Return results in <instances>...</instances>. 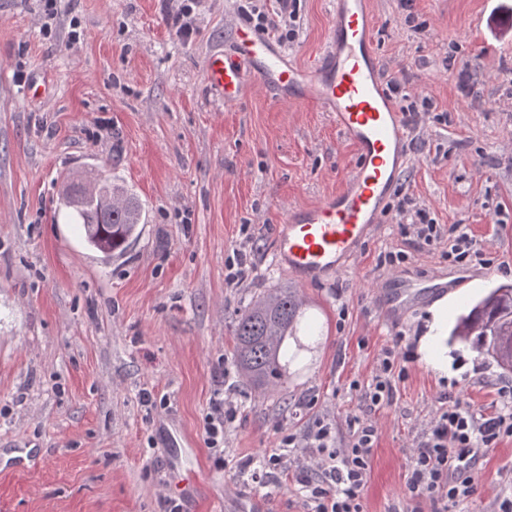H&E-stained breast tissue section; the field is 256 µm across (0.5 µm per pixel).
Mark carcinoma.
Segmentation results:
<instances>
[{
	"instance_id": "obj_1",
	"label": "carcinoma",
	"mask_w": 512,
	"mask_h": 512,
	"mask_svg": "<svg viewBox=\"0 0 512 512\" xmlns=\"http://www.w3.org/2000/svg\"><path fill=\"white\" fill-rule=\"evenodd\" d=\"M112 194L121 199V205L112 209L91 198L80 208L59 201L83 227L86 242L107 258L124 253L144 223L141 205L116 178L112 180ZM302 306L296 289L278 287L266 289L238 311L233 325L236 368L254 396H264L284 384L282 348L288 337L298 342L299 332L313 336L311 322L298 320ZM448 342L469 343L511 373L512 284L498 286L460 314Z\"/></svg>"
}]
</instances>
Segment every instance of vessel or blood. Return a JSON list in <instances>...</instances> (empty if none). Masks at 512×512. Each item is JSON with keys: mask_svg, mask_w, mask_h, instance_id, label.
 I'll return each instance as SVG.
<instances>
[{"mask_svg": "<svg viewBox=\"0 0 512 512\" xmlns=\"http://www.w3.org/2000/svg\"><path fill=\"white\" fill-rule=\"evenodd\" d=\"M327 46L309 64L291 63L271 38L237 30L233 55L212 56L206 79L212 94L233 104L251 83L270 89L290 105L312 104L332 113L338 130L356 149L344 187L309 206L288 209L275 247V261L301 284L340 276L376 224L384 202L409 164L407 116L387 91L371 40L369 0H333ZM466 280L385 284L392 313L404 314L428 294H450Z\"/></svg>", "mask_w": 512, "mask_h": 512, "instance_id": "1", "label": "vessel or blood"}]
</instances>
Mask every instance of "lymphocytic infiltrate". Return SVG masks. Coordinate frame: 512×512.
Instances as JSON below:
<instances>
[{"mask_svg": "<svg viewBox=\"0 0 512 512\" xmlns=\"http://www.w3.org/2000/svg\"><path fill=\"white\" fill-rule=\"evenodd\" d=\"M403 341V336H395L385 349L364 394L370 406L390 404L400 384L407 381V364L413 356ZM499 396L503 408L494 416H483L457 402L437 410L411 457L402 500L390 512H418L416 502L421 498L432 502L434 512H450L472 497V473L484 449L512 437V385L501 387ZM375 437V427L362 423L341 446L331 427L320 424L300 435H283L280 453L271 455L268 462L281 466L288 459L287 449H305L309 461L300 465L298 474L307 492V512H363L362 492L370 475Z\"/></svg>", "mask_w": 512, "mask_h": 512, "instance_id": "obj_1", "label": "lymphocytic infiltrate"}]
</instances>
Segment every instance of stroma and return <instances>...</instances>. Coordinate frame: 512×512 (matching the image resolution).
I'll use <instances>...</instances> for the list:
<instances>
[{
  "mask_svg": "<svg viewBox=\"0 0 512 512\" xmlns=\"http://www.w3.org/2000/svg\"><path fill=\"white\" fill-rule=\"evenodd\" d=\"M241 0H0V512H303L302 449L274 474L238 466L316 422L347 441L374 425L364 512L405 488L413 449L444 398L498 411L511 382L470 346H445L447 376L420 361L393 401L365 409L384 349L415 343L433 300L402 316L380 293L390 278H469L449 319L512 282V0H371L387 88L421 114L411 163L386 215L339 280L300 285L275 262L282 214L339 189L354 148L330 113L257 88L213 97L205 65L249 26ZM332 0H296L280 46L305 65L328 43ZM189 25L180 37L177 24ZM471 75L460 83V73ZM115 176L146 215L137 240L108 259L58 205L62 173ZM456 226L415 240L398 206ZM405 262L390 265L388 254ZM247 274L227 283L230 265ZM296 287L317 341L278 391L234 385L232 323L265 289ZM238 404L224 445L207 447L215 400ZM458 512H490L512 494V437L488 449Z\"/></svg>",
  "mask_w": 512,
  "mask_h": 512,
  "instance_id": "35a3bbf8",
  "label": "stroma"
}]
</instances>
